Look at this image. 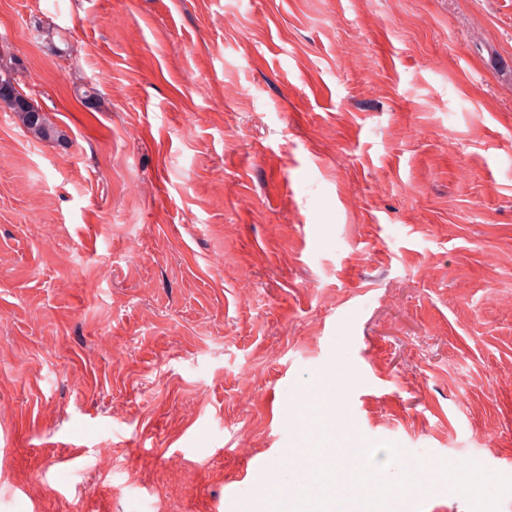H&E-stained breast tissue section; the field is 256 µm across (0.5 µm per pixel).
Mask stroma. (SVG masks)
Here are the masks:
<instances>
[{
    "mask_svg": "<svg viewBox=\"0 0 512 512\" xmlns=\"http://www.w3.org/2000/svg\"><path fill=\"white\" fill-rule=\"evenodd\" d=\"M0 59L67 136L0 109V512H267L321 379L512 478V0H0Z\"/></svg>",
    "mask_w": 512,
    "mask_h": 512,
    "instance_id": "1",
    "label": "stroma"
}]
</instances>
